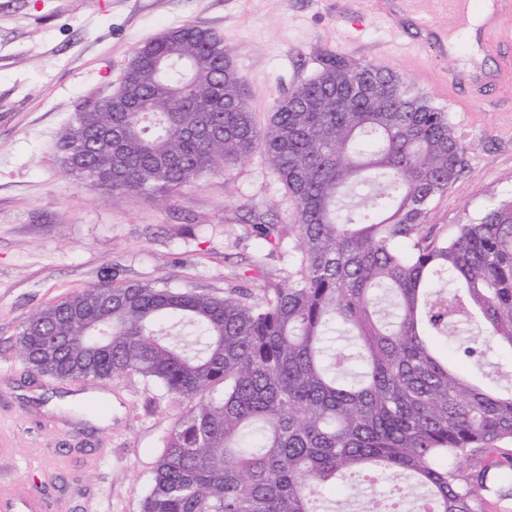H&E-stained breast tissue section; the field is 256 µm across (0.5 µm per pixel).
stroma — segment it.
<instances>
[{
	"mask_svg": "<svg viewBox=\"0 0 512 512\" xmlns=\"http://www.w3.org/2000/svg\"><path fill=\"white\" fill-rule=\"evenodd\" d=\"M424 18L436 35L456 25L437 0H0V489L40 486L44 512H140L184 409L135 373L31 371L15 338L36 311L109 280L258 299L300 258L296 205L262 149L167 196L128 195L64 168L57 141L74 114L119 85L140 45L187 23L223 37L261 127L323 51L385 64L447 111L467 148L428 218L449 239L512 200V77L458 103L450 76L468 40L441 57L403 41ZM252 207L288 233L259 236L242 221Z\"/></svg>",
	"mask_w": 512,
	"mask_h": 512,
	"instance_id": "35a3bbf8",
	"label": "stroma"
}]
</instances>
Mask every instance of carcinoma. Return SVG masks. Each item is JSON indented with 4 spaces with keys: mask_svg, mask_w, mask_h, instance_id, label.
I'll use <instances>...</instances> for the list:
<instances>
[{
    "mask_svg": "<svg viewBox=\"0 0 512 512\" xmlns=\"http://www.w3.org/2000/svg\"><path fill=\"white\" fill-rule=\"evenodd\" d=\"M123 79L122 103L62 131L69 171L167 194L260 145L296 204L301 253L259 301L103 282L20 327L38 374L137 373L185 403L142 512H356L324 491L379 476L404 500L425 488L420 512L512 501V201L449 241L426 228L463 169L448 112L388 66L325 51L261 130L224 39L193 24L139 47ZM338 325L350 341L335 349ZM450 330L476 363L508 351L506 393L437 355L429 337Z\"/></svg>",
    "mask_w": 512,
    "mask_h": 512,
    "instance_id": "carcinoma-1",
    "label": "carcinoma"
}]
</instances>
